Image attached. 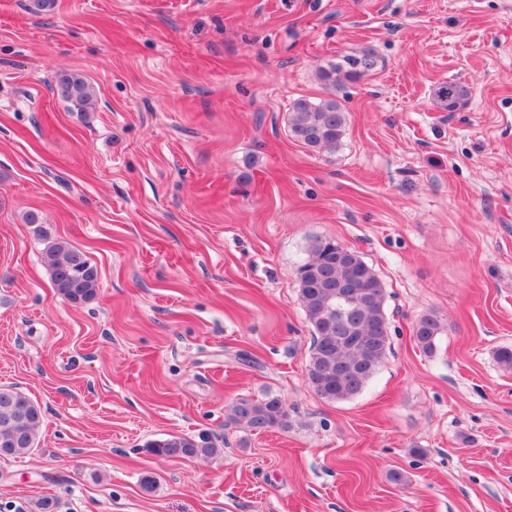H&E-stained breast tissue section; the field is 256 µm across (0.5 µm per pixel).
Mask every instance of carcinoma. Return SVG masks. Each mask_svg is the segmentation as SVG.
<instances>
[{"label": "carcinoma", "instance_id": "obj_1", "mask_svg": "<svg viewBox=\"0 0 512 512\" xmlns=\"http://www.w3.org/2000/svg\"><path fill=\"white\" fill-rule=\"evenodd\" d=\"M379 58L370 47L344 54L319 68V77L332 89L345 82H358L373 75ZM57 90L76 112L93 108L96 89L72 72L57 76ZM469 89L461 84L439 86L435 99L453 111L464 104ZM348 113L333 99L297 100L290 112V135L305 146L334 153L341 146ZM52 287L64 299L82 304L93 300L99 287L98 267L79 249L57 240L44 255ZM355 279L358 288L348 300L337 296L336 285ZM299 299L312 325V345L306 368L310 387L329 402L358 394L383 364L390 350L385 313V288L374 269L351 248L327 238H316L309 258L297 270ZM445 325L435 315H425L413 326V337L425 352L433 351ZM227 421L251 432L286 430L288 410L277 397L255 400L242 397L234 402ZM42 409L14 385H0V455L21 458L37 446ZM153 454L166 457L208 459L218 453L214 443L183 435H171L150 444Z\"/></svg>", "mask_w": 512, "mask_h": 512}]
</instances>
